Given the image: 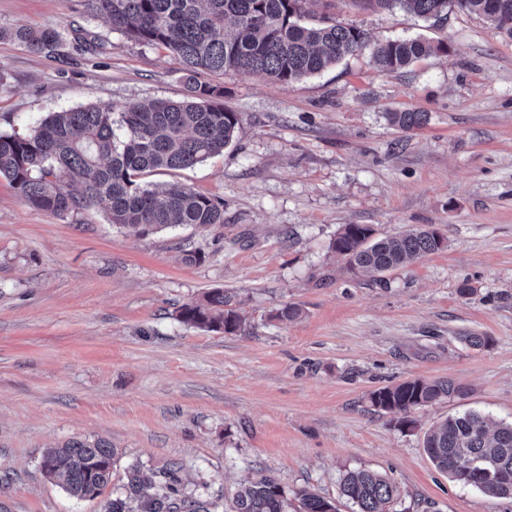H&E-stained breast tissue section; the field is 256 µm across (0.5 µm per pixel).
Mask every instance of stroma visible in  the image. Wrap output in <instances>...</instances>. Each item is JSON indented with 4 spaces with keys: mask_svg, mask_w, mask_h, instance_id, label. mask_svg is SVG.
Listing matches in <instances>:
<instances>
[{
    "mask_svg": "<svg viewBox=\"0 0 512 512\" xmlns=\"http://www.w3.org/2000/svg\"><path fill=\"white\" fill-rule=\"evenodd\" d=\"M338 21L381 39L449 45L398 72L362 53L290 85L203 72L241 117L224 153L148 175L224 205L207 230L146 236L109 224L104 206L58 216L0 177V512H102L41 472L45 448L103 438L113 486L168 463L227 507L253 479L338 497L350 471L386 475L397 512H512V500L451 481L423 448L433 426L468 410L512 423V36L453 10L432 24L402 10L336 0ZM54 27L52 52L0 39V132L49 113L187 94L181 61L109 31L83 0H0V29ZM425 112L408 132L390 112ZM345 224L385 236L419 224L445 250L350 276L330 245ZM202 254L199 263L187 253ZM475 293L459 296L462 284ZM214 288L236 293L245 331L179 322ZM298 305L293 320L278 318ZM487 337L472 347L468 336ZM451 378L461 398L375 410L370 392Z\"/></svg>",
    "mask_w": 512,
    "mask_h": 512,
    "instance_id": "1",
    "label": "stroma"
}]
</instances>
